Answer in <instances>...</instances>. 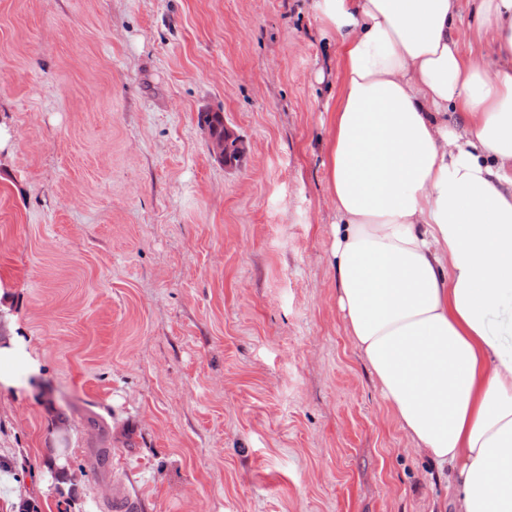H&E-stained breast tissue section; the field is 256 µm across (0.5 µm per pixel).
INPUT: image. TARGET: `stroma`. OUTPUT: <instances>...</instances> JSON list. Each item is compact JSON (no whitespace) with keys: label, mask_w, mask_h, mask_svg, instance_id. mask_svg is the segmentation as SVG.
Instances as JSON below:
<instances>
[{"label":"stroma","mask_w":512,"mask_h":512,"mask_svg":"<svg viewBox=\"0 0 512 512\" xmlns=\"http://www.w3.org/2000/svg\"><path fill=\"white\" fill-rule=\"evenodd\" d=\"M338 66L313 0H0V290L45 366L0 390L23 512H70L51 408L85 512H452L337 308ZM199 121L201 126L208 129L210 135L220 137L209 138V151L213 155L225 161L226 155L230 154L236 147L242 153L243 148L240 139L224 126V115L218 112H202Z\"/></svg>","instance_id":"35a3bbf8"}]
</instances>
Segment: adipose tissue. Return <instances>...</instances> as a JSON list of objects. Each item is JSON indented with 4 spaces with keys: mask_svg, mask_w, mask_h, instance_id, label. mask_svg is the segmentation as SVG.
I'll list each match as a JSON object with an SVG mask.
<instances>
[{
    "mask_svg": "<svg viewBox=\"0 0 512 512\" xmlns=\"http://www.w3.org/2000/svg\"><path fill=\"white\" fill-rule=\"evenodd\" d=\"M340 47L328 109L338 305L454 512H512V0H315ZM474 10L486 49H462ZM43 365L14 324L0 389Z\"/></svg>",
    "mask_w": 512,
    "mask_h": 512,
    "instance_id": "adipose-tissue-1",
    "label": "adipose tissue"
}]
</instances>
